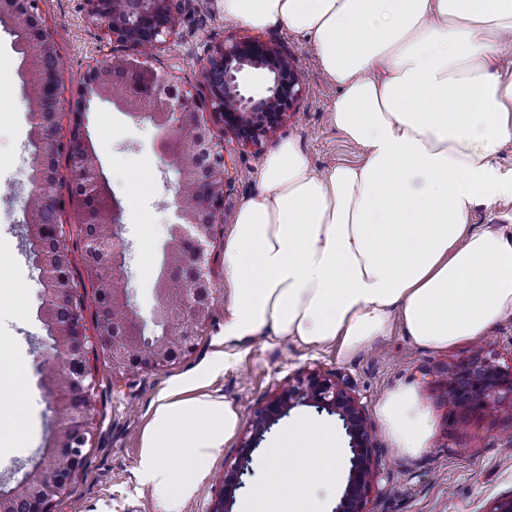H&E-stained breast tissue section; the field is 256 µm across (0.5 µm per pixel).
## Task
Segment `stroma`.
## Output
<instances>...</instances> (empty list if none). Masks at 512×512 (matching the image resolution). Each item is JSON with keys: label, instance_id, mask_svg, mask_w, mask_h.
<instances>
[{"label": "stroma", "instance_id": "obj_1", "mask_svg": "<svg viewBox=\"0 0 512 512\" xmlns=\"http://www.w3.org/2000/svg\"><path fill=\"white\" fill-rule=\"evenodd\" d=\"M38 14L55 32L59 79L69 107L78 99L89 65L100 58L107 44L114 55L145 61L177 87L206 98L202 74L205 48L230 42L243 33L241 27L225 22L220 0H209L202 10L185 9L176 36L145 56L132 45L109 43L102 29L88 20L84 0H39ZM262 36L287 45L297 59L303 82L293 116L276 130L266 151L292 139L316 170L360 162V148L348 142L328 119L338 89L319 69L310 44L283 26L263 30ZM22 65L13 35L0 25V156L6 160L0 166V357L18 361L26 371L31 420L26 447L0 446V490L5 491L21 482L43 456L54 432L51 403L44 390L49 375L39 358L46 337L40 318L43 287L22 243L30 130L29 103L20 78ZM87 121L99 158L111 175L112 190L126 200L130 299L147 315L156 303L153 273L159 268L174 221L175 174L154 150L156 131L151 125L135 124L104 102L90 105ZM210 130L223 144L230 170L224 183L223 222L216 226L210 246L211 273L220 286L224 283V239L232 217L242 202L260 193L262 185L252 148L225 133L221 123L211 122ZM148 160L153 166L146 176L145 191L129 197L128 172ZM60 222L70 249L71 278L83 303L95 421L85 467L65 495L54 502L53 512H160L135 472L141 433L158 394L174 378L198 374L223 341L224 300L215 299L192 352L161 370L114 373L96 344L100 311L92 299L94 290L86 270L85 227L70 210L61 214ZM477 356L512 374V317L496 324L482 340L446 351L414 345L397 326L390 336L349 360L333 348L312 351L287 339L272 345L260 339L248 345L236 369L206 380L203 390L234 404L247 424L254 410L281 385L315 370L336 372L369 411L391 387L413 384L433 416V445L422 456L408 458L391 448L384 436H377L374 459L379 479L368 497L370 512H488L495 500L512 494V406L500 403L463 411L449 404L447 394L449 376ZM238 446L235 440L228 444L181 512H209L224 493L225 469L234 462Z\"/></svg>", "mask_w": 512, "mask_h": 512}]
</instances>
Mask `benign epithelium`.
I'll return each mask as SVG.
<instances>
[{
	"mask_svg": "<svg viewBox=\"0 0 512 512\" xmlns=\"http://www.w3.org/2000/svg\"><path fill=\"white\" fill-rule=\"evenodd\" d=\"M37 0H0V19H7L16 33L26 36L22 43L25 69L21 74L26 97L31 105V129L36 135L29 151V191L27 201L42 209H72L89 226L106 223L105 235L88 232L86 252L112 254V269L92 266L97 293L102 298L125 302L128 313L124 330L117 333L100 327L97 345L106 352L112 371L127 372L138 365L161 370L177 356L195 345L208 315L200 311L203 297L223 294L211 280L209 246L214 226L222 223L224 189L216 183L226 179V163L220 143L210 137L203 112L224 123V127L244 144L262 152L265 141L285 122L303 93L296 58L280 43L247 35L209 46L204 52L203 74L208 96L199 101L190 90H178L156 70L143 62L105 53L85 73L81 103L74 113L68 140H62L54 118L65 110L57 69L45 64L56 56L54 30L44 24L36 12ZM186 0H85L89 20L100 27L110 41L152 50L166 44L176 33ZM265 70L271 85L259 96L240 89L239 74L245 67ZM112 100L113 107L137 123L149 122L157 130L155 148L174 171L178 187L191 181L189 205L177 200L176 222L171 225L184 256L178 273L203 286L202 292L186 293L180 302L184 332L179 352L163 340L152 347L143 346V336H153L156 325L166 321L171 309L169 289L156 286L157 302L145 317L126 304V289L109 288V279H128L129 245L123 238L125 207L114 193L101 195L110 186L107 170L98 159L85 121V111L93 100ZM71 154L76 163L75 189L66 198L57 192L60 174L56 158ZM106 201L105 215L89 206L92 198ZM32 243L44 251L39 259L46 312L58 305L68 308L63 323L46 321L47 336L42 342V363L50 368H66V381L52 385V409L56 415L53 445L34 465L20 484L9 492L0 491V512H9L10 504L20 500L27 512H52L56 498L64 495L84 467L85 448L92 436L93 381L86 368V337L83 314L77 303L76 287L69 274L65 240L61 225L39 224L26 212ZM512 399V375L492 362L475 363L462 374H453L448 382V399L462 409L482 407ZM309 406L334 415L349 437L352 453L347 482L339 503L332 512H369L367 498L377 472L373 457L375 437L368 425L365 407L333 372L313 371L296 379L266 404L258 407L251 420L250 434L241 442L235 462L227 469L224 497L211 512H232L236 491L244 487L241 476L251 472L252 454L264 434L297 406Z\"/></svg>",
	"mask_w": 512,
	"mask_h": 512,
	"instance_id": "obj_1",
	"label": "benign epithelium"
}]
</instances>
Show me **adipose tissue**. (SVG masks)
<instances>
[{
	"label": "adipose tissue",
	"instance_id": "ef3b65f1",
	"mask_svg": "<svg viewBox=\"0 0 512 512\" xmlns=\"http://www.w3.org/2000/svg\"><path fill=\"white\" fill-rule=\"evenodd\" d=\"M245 28L284 26L310 41L340 90L331 123L357 164L315 172L294 140L264 156L263 189L240 205L224 241V347L207 371L235 368L265 336L362 352L401 325L420 347L476 341L512 316V225L471 228L480 205L512 199V0H220ZM22 366L0 360V440L24 446ZM163 393L136 464L161 512H180L236 436L241 413L208 394ZM375 417L391 447L418 457L434 422L414 386ZM176 449L178 468L165 460ZM335 428L303 418L265 448L264 479L242 512H325L313 487L340 478Z\"/></svg>",
	"mask_w": 512,
	"mask_h": 512
}]
</instances>
